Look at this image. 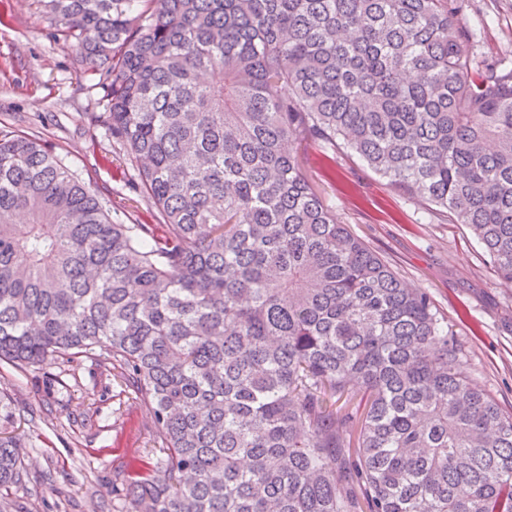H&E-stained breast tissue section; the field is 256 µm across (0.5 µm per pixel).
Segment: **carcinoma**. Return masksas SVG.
Returning <instances> with one entry per match:
<instances>
[{"mask_svg": "<svg viewBox=\"0 0 512 512\" xmlns=\"http://www.w3.org/2000/svg\"><path fill=\"white\" fill-rule=\"evenodd\" d=\"M39 2L159 223L0 131V360L136 389L126 512H512V414L298 160L357 156L512 282V68L474 69L465 0ZM24 483L0 436V512Z\"/></svg>", "mask_w": 512, "mask_h": 512, "instance_id": "carcinoma-1", "label": "carcinoma"}]
</instances>
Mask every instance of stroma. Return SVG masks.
I'll return each mask as SVG.
<instances>
[{
	"mask_svg": "<svg viewBox=\"0 0 512 512\" xmlns=\"http://www.w3.org/2000/svg\"><path fill=\"white\" fill-rule=\"evenodd\" d=\"M476 65L512 66V0H468ZM34 0H0V129L21 130L57 154L111 211L152 222L138 171L102 128L93 76L69 68L72 46ZM299 161L337 219L425 289L448 318L472 377L512 412V284L465 225L424 206L355 156L320 143ZM0 434L22 445L18 512H124L112 481L158 449L152 414L115 371L88 359L18 369L0 361Z\"/></svg>",
	"mask_w": 512,
	"mask_h": 512,
	"instance_id": "35a3bbf8",
	"label": "stroma"
}]
</instances>
